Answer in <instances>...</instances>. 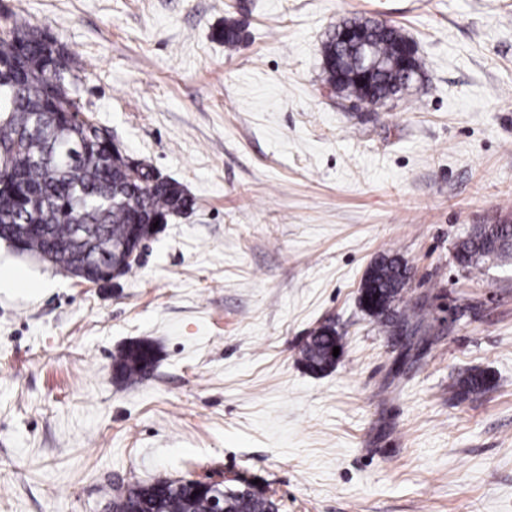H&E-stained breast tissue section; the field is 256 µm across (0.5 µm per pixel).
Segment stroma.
I'll list each match as a JSON object with an SVG mask.
<instances>
[{
	"label": "stroma",
	"instance_id": "stroma-1",
	"mask_svg": "<svg viewBox=\"0 0 512 512\" xmlns=\"http://www.w3.org/2000/svg\"><path fill=\"white\" fill-rule=\"evenodd\" d=\"M64 45L86 115L194 201L141 266L95 287L0 241V512H106L136 481L258 482L278 512H512V257L458 244L512 223V0H0ZM381 19L422 62L401 99L324 85L342 20ZM243 30L227 50L225 20ZM404 260L394 336L359 305ZM333 324L336 368L300 348ZM147 338L156 364L112 379ZM468 368L494 379L459 400ZM458 247L457 253L470 256L463 266L465 269H474L488 261L511 256L512 224H478ZM380 259L376 273L369 279L364 278L362 282L359 300L363 309L387 331L398 335L407 331V334L414 336H428L431 325L422 313L395 309L394 303L400 299L410 279L407 265L395 256H383ZM155 360V349L151 342H132L113 356V377L121 383L134 381L152 368Z\"/></svg>",
	"mask_w": 512,
	"mask_h": 512
}]
</instances>
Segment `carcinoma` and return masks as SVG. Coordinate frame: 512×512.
Wrapping results in <instances>:
<instances>
[{"instance_id": "cac0c4a2", "label": "carcinoma", "mask_w": 512, "mask_h": 512, "mask_svg": "<svg viewBox=\"0 0 512 512\" xmlns=\"http://www.w3.org/2000/svg\"><path fill=\"white\" fill-rule=\"evenodd\" d=\"M373 36L366 51L376 59H387L394 52L393 35ZM224 46L232 50L241 42L239 25L226 24L220 32ZM70 66L65 47L53 55L39 31L27 24L14 23L0 32V148L17 147L9 155L0 154L14 174L16 199L0 207V240L9 238L16 224H36L24 241L23 250L48 259L68 277H81L83 266L98 269L96 260L112 256V250L125 244L133 226L141 225L140 235L148 236L147 225L156 216H170L193 205L183 186L175 180H159L151 168L133 170L128 156L100 148L98 128L77 124L65 117L80 112L82 106L61 89L51 86L45 69L56 62ZM408 77L400 71L379 74L376 93L401 95L408 88ZM45 122V129L30 133L33 125ZM86 225L94 256L61 245L49 248L50 241L64 242L72 235V225ZM470 256L466 269L512 255V224H479L457 249ZM410 279L409 269L400 258L383 256L376 273L362 282L360 304L384 329L401 335L427 336L431 325L422 313L395 309V302ZM343 346V338L333 325L313 331L302 349V361L313 374L333 368L330 354ZM155 363L151 342L140 340L122 348L113 357L115 380L128 383L143 376ZM494 379L481 370H468L453 383L458 396L482 393ZM192 481L158 480L135 483L116 496L107 512H207V497L191 490ZM228 512H274L273 501L252 488H243L226 498Z\"/></svg>"}]
</instances>
